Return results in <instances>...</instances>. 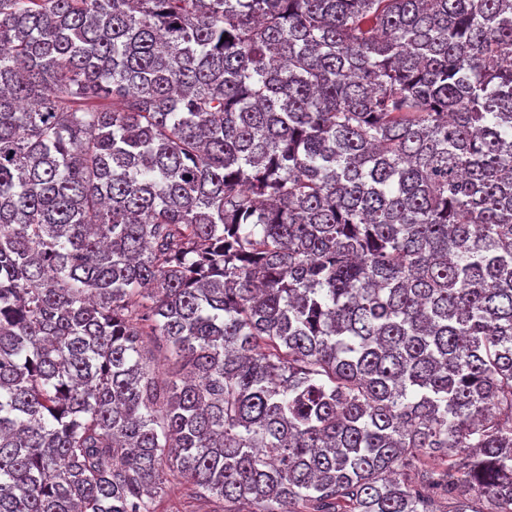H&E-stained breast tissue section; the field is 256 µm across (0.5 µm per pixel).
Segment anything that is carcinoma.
I'll list each match as a JSON object with an SVG mask.
<instances>
[{"label": "carcinoma", "mask_w": 512, "mask_h": 512, "mask_svg": "<svg viewBox=\"0 0 512 512\" xmlns=\"http://www.w3.org/2000/svg\"><path fill=\"white\" fill-rule=\"evenodd\" d=\"M172 477L512 512V0H0V512Z\"/></svg>", "instance_id": "carcinoma-1"}]
</instances>
